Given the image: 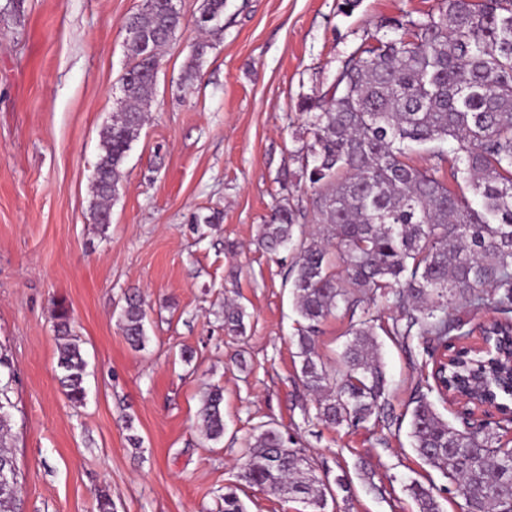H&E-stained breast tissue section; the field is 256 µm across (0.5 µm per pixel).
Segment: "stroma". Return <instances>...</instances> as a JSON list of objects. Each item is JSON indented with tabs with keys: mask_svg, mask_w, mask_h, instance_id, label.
Wrapping results in <instances>:
<instances>
[{
	"mask_svg": "<svg viewBox=\"0 0 512 512\" xmlns=\"http://www.w3.org/2000/svg\"><path fill=\"white\" fill-rule=\"evenodd\" d=\"M142 0H0V351L12 364L14 512H220L236 487L248 512H312L241 483L261 423L288 432L335 501L327 512H416L405 484L448 481L413 451L400 424L428 357L420 339L378 332L389 382L385 422L331 428L304 418L297 379L294 255L259 248L278 204L306 213L300 176L310 142L303 102L333 83L363 42L439 0H225L223 28L187 76L201 0H178L185 26L162 51L151 109L131 145L111 222L89 201L103 131L129 62L126 19ZM215 216L196 226L195 214ZM139 291L142 349L118 311ZM245 330L224 329V305ZM65 310L87 362L75 405L57 373L53 314ZM224 389V438L200 432L201 396ZM141 440L133 446L131 437ZM345 478L350 493L337 491Z\"/></svg>",
	"mask_w": 512,
	"mask_h": 512,
	"instance_id": "stroma-1",
	"label": "stroma"
}]
</instances>
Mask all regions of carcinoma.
Masks as SVG:
<instances>
[{
	"label": "carcinoma",
	"instance_id": "carcinoma-1",
	"mask_svg": "<svg viewBox=\"0 0 512 512\" xmlns=\"http://www.w3.org/2000/svg\"><path fill=\"white\" fill-rule=\"evenodd\" d=\"M224 0H203L200 33L216 32ZM396 35L358 48L343 64L330 101L303 104L313 141L302 165L316 192L317 232L301 240L289 269L303 325L296 357L303 386L317 395L313 418L331 426L358 427L381 417L387 379L379 356L376 322L362 309L350 321L342 368L319 352L320 326L337 311L355 312L363 288L393 304L399 316L387 334L423 338L429 358L449 341L470 334L452 318L456 301L497 314L487 330L491 350L448 364V383L467 388L483 372L484 389L502 412H512V0H440L422 20L393 25ZM183 29L180 13L157 0L126 22L130 63L123 76L124 106L103 133L93 180L92 218L110 212L124 178L132 141L153 101L158 50ZM210 44L195 42L187 77L200 67ZM453 141V156L440 145ZM434 145L449 162L448 177L464 182L471 197L450 189L439 168L405 160L410 147ZM306 215L277 206L260 226L259 244L277 252L294 244ZM146 312L140 296L126 298L122 330L134 349L144 347ZM56 369L67 398L86 397V362L70 339L68 315H54ZM224 328L245 330L238 307L224 309ZM413 399L409 437L417 455L462 488L461 512H512L509 432L475 436L445 420L430 394ZM206 440L224 437V393L208 388L200 409ZM241 478L271 494L300 500L315 512L327 506L326 487L312 464L300 462L288 434L271 422L256 427ZM406 491L416 512H443L432 487L413 481ZM222 512H246L235 489L225 488Z\"/></svg>",
	"mask_w": 512,
	"mask_h": 512
}]
</instances>
